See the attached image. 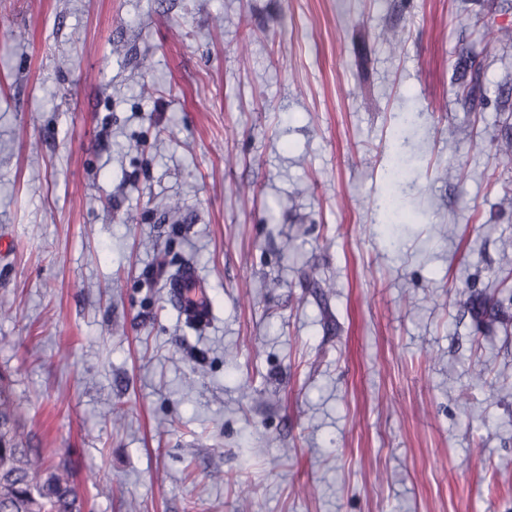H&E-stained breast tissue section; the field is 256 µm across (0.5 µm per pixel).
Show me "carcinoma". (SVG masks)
Here are the masks:
<instances>
[{"label": "carcinoma", "instance_id": "carcinoma-1", "mask_svg": "<svg viewBox=\"0 0 512 512\" xmlns=\"http://www.w3.org/2000/svg\"><path fill=\"white\" fill-rule=\"evenodd\" d=\"M26 414L0 378V512H82L70 468L28 444Z\"/></svg>", "mask_w": 512, "mask_h": 512}]
</instances>
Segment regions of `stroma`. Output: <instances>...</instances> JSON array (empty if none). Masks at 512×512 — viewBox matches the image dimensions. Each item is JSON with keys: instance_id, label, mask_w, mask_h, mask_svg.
I'll use <instances>...</instances> for the list:
<instances>
[{"instance_id": "1", "label": "stroma", "mask_w": 512, "mask_h": 512, "mask_svg": "<svg viewBox=\"0 0 512 512\" xmlns=\"http://www.w3.org/2000/svg\"><path fill=\"white\" fill-rule=\"evenodd\" d=\"M507 30L512 0H0V375L86 512H512Z\"/></svg>"}]
</instances>
